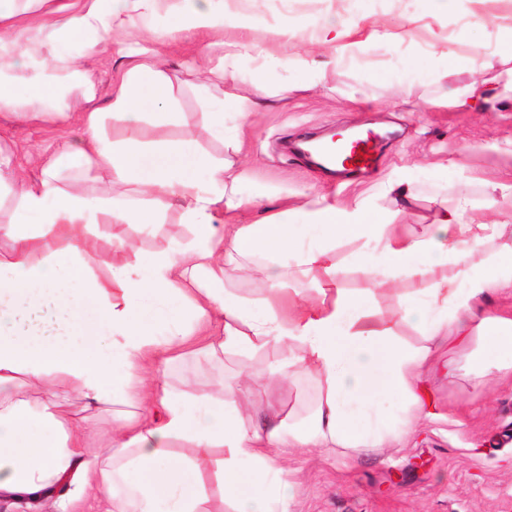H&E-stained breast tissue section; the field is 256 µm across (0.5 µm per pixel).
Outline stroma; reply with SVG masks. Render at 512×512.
Listing matches in <instances>:
<instances>
[{"label": "stroma", "instance_id": "1", "mask_svg": "<svg viewBox=\"0 0 512 512\" xmlns=\"http://www.w3.org/2000/svg\"><path fill=\"white\" fill-rule=\"evenodd\" d=\"M224 12L247 20L243 26L226 25L225 41H253L278 60L312 49L325 69L320 86L303 90L300 73L272 65L268 103L259 116L242 122L225 104L224 136L218 139L199 126L197 87L206 84L209 97L223 101V81L216 76L201 80L188 68L199 43L195 30L185 29L178 40L167 42L164 67L173 79L179 120L160 130L145 127L143 136L176 138L193 128L204 150L241 162L246 171L242 196L267 197L264 205L242 214V223L282 212L290 223H304L301 204L323 192L386 212L398 206L392 186L407 182L415 192L409 218L414 233L459 192L487 221L512 214V100L488 112H461L442 103L449 87L477 77L489 80L500 70L498 58L484 59L476 68L468 57L474 46H497L500 35L512 30V0H224ZM325 17L360 24L356 44L343 61H333L315 42L313 23ZM280 27L287 28V36L277 35ZM373 27L391 33L392 41L367 43L365 35ZM432 42L438 45L434 58L428 54ZM451 49L460 61L443 78L439 59ZM69 50L97 81L96 106L107 107L111 87L131 58L116 55L105 65L84 43H71ZM408 80L416 83L413 107L399 99V85ZM287 86L293 92L283 107L277 94ZM379 123L395 125L396 132L382 144L374 166L356 179L328 177L287 150L303 134L372 129ZM60 136L50 125L0 116V146L30 175L38 174L42 155L56 148ZM178 222V211H167L150 237L128 234L122 225L98 226L100 269L112 263L110 234L127 236L131 251L147 253L165 247ZM480 346L476 336L449 337L426 375L434 415L421 419L402 444L362 454L271 449L275 464L295 484L289 512H512V372H492L487 388L477 389L470 362ZM268 363L264 352L246 359L228 351L217 361L199 354L177 362L170 375L175 381L192 376L197 390L210 395L217 393L221 378L239 377L247 419L259 410L288 423L306 417L319 396L313 376L300 371L291 384L266 388L242 378V365L263 370Z\"/></svg>", "mask_w": 512, "mask_h": 512}]
</instances>
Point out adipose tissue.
Returning a JSON list of instances; mask_svg holds the SVG:
<instances>
[{
	"label": "adipose tissue",
	"instance_id": "ef3b65f1",
	"mask_svg": "<svg viewBox=\"0 0 512 512\" xmlns=\"http://www.w3.org/2000/svg\"><path fill=\"white\" fill-rule=\"evenodd\" d=\"M22 2L0 0V113L62 121L72 132L34 179L0 150V198L15 200L0 223L11 242L0 254L1 502L50 512H85L91 501L101 512H215L219 500L232 512H288L294 484L269 449L368 452L410 435L431 414L419 382L449 334L482 336L472 365L478 386L512 368V318L479 312L512 289V244L500 242L499 225L469 217L463 198L417 235L405 224L407 187L392 213L319 194L302 206L306 223H238L240 165L200 150L191 129L176 140L139 136L144 125L175 119L157 49L138 50L104 113L88 108L93 76L66 48L80 40L97 54L107 36L120 48L133 27L154 38L151 18L161 12L176 36L178 0ZM230 55L255 63L244 88L235 71L221 72L225 98L246 121L263 105L267 69L252 41L232 42ZM511 95L507 68L494 90L452 88L447 103L467 109ZM114 125L123 139L113 140ZM171 208L181 229L164 248L132 256L125 237L110 236L112 264L97 271L91 227L151 236ZM339 239L361 242L356 267L370 282H424L394 314L417 330L418 344L379 319L369 293L338 288L343 271L324 254ZM255 258L264 300L250 304L224 284L239 260ZM290 276L307 280L315 297L288 298ZM211 333V357L270 353L285 384L297 370L314 374L313 411L290 426L273 416L246 425L237 379L220 383L216 397L197 394L187 377L172 383L168 366L189 338ZM73 394L88 412L110 414L105 446H90L88 417L62 413Z\"/></svg>",
	"mask_w": 512,
	"mask_h": 512
}]
</instances>
